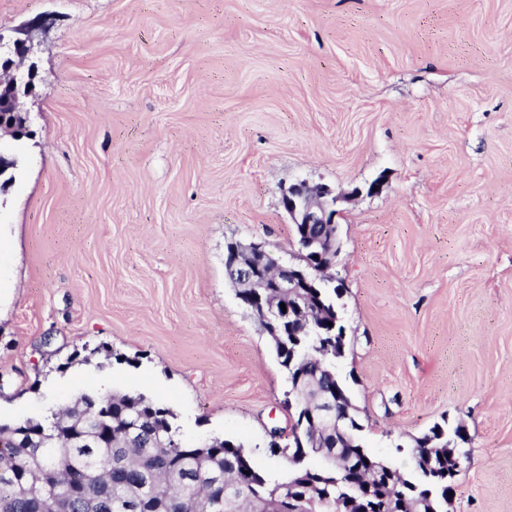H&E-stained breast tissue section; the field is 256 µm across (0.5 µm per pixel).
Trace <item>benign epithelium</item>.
Segmentation results:
<instances>
[{"label": "benign epithelium", "instance_id": "obj_1", "mask_svg": "<svg viewBox=\"0 0 512 512\" xmlns=\"http://www.w3.org/2000/svg\"><path fill=\"white\" fill-rule=\"evenodd\" d=\"M30 51L31 46L22 40L6 43L0 37V132L26 129L27 119L20 113L19 96L32 92L34 86V68L22 66ZM338 200L335 189L326 185L311 188L304 182L290 186L282 195L283 207L292 224L305 227V235L297 239L299 251L307 253L315 249L319 254H326V259L318 264L309 261L285 264L263 242H253L247 246L233 243L227 247L225 275L237 285L255 289V293L243 298L242 303L261 317L266 328L272 330L275 336L281 335V332L271 315L286 320L288 313L278 311L273 305H265L263 291L275 289L283 303L293 304L299 325L307 327L309 289L333 281L328 271L335 265L340 252L336 235ZM288 395L292 401L304 407L311 420L325 422L336 431V444L346 439L350 415L339 402L327 397L305 402L303 391L298 387Z\"/></svg>", "mask_w": 512, "mask_h": 512}]
</instances>
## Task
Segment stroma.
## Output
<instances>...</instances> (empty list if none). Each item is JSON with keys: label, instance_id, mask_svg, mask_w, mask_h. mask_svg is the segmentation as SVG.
Here are the masks:
<instances>
[{"label": "stroma", "instance_id": "obj_1", "mask_svg": "<svg viewBox=\"0 0 512 512\" xmlns=\"http://www.w3.org/2000/svg\"><path fill=\"white\" fill-rule=\"evenodd\" d=\"M31 47L0 189V420L141 393L184 445L267 447L288 375L224 274L336 205L364 446L403 472L464 425L448 512H512V0H0ZM108 345L111 358L97 353Z\"/></svg>", "mask_w": 512, "mask_h": 512}]
</instances>
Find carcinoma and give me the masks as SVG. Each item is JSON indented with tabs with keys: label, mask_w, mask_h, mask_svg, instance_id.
Returning a JSON list of instances; mask_svg holds the SVG:
<instances>
[{
	"label": "carcinoma",
	"mask_w": 512,
	"mask_h": 512,
	"mask_svg": "<svg viewBox=\"0 0 512 512\" xmlns=\"http://www.w3.org/2000/svg\"><path fill=\"white\" fill-rule=\"evenodd\" d=\"M312 326L301 336H279L274 347L290 383L298 375L351 403L334 361L345 353V327L331 328L336 289H320ZM100 417L74 406L43 419L0 423L12 444L0 466V512H229L225 483L245 484L236 512H299L303 499L330 503L329 512H448L460 473L459 428L433 426L413 448L407 475L372 455L356 424L344 454L360 469V488L336 484L329 467L290 464L283 476L254 467L242 445L215 440L185 447L170 409L143 394L97 396Z\"/></svg>",
	"instance_id": "cac0c4a2"
}]
</instances>
